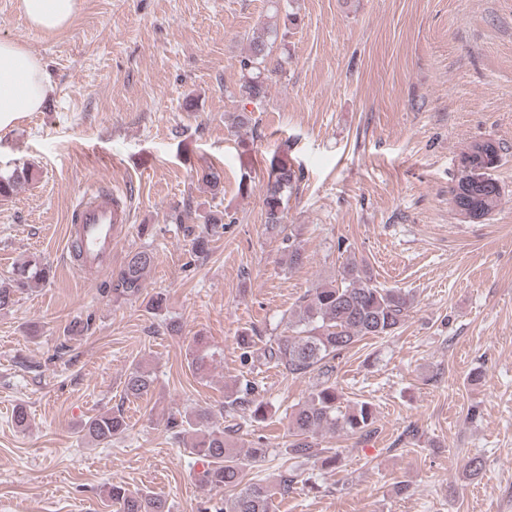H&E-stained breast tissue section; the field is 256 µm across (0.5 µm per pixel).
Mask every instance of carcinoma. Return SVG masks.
I'll list each match as a JSON object with an SVG mask.
<instances>
[{
    "label": "carcinoma",
    "instance_id": "cac0c4a2",
    "mask_svg": "<svg viewBox=\"0 0 512 512\" xmlns=\"http://www.w3.org/2000/svg\"><path fill=\"white\" fill-rule=\"evenodd\" d=\"M268 55L264 39L251 40L249 54L240 61V98L260 104L266 98L265 60ZM470 148L474 159L481 162L501 159L500 143L476 140ZM31 178L26 168L0 173V198H9L17 186ZM300 175L288 159L275 155L266 167L264 194L266 230L280 232L285 223L288 200ZM451 203L464 221L484 219L493 214L502 201V187L490 188L456 183L451 189ZM235 218L227 212L212 211L202 215L203 228L192 239L197 254L209 251L211 238L224 233V224ZM155 263L151 250L128 256L121 271L112 278V298L137 299L142 294L145 276ZM50 267L30 260L18 267L13 276L0 280V311L11 308L17 294L38 288L50 278ZM412 294L399 288H382L372 281L365 266L355 259L347 261L336 284L317 286L303 296L299 309L286 326L291 334L278 337L264 349V359L283 367L290 374L316 372L324 377L333 372L332 362L364 337L389 336L405 324L414 308ZM187 363L194 374L207 375L216 351L199 338L186 350ZM154 383L150 370L135 366L125 380L126 396L138 398ZM224 407L230 412L242 411L254 420L264 418L265 404L260 400L259 386L245 381L224 392ZM375 419L374 408L367 401L342 405V395L334 384L316 386L307 400L292 413L289 430L292 440L286 448L288 458L297 466L322 454L316 437L324 431L345 435H364ZM169 430L191 455L200 458L203 471L200 481L214 490H225L215 512H271L272 492L263 482H246L245 470L265 454L263 448L242 452L231 441V429L216 425L211 412L192 409L170 418ZM123 431V420L111 412L99 413L82 426L80 433L99 445H109ZM107 498L115 512H170L167 500L150 492H133L121 485H110Z\"/></svg>",
    "mask_w": 512,
    "mask_h": 512
}]
</instances>
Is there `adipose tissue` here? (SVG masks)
<instances>
[{"label":"adipose tissue","instance_id":"adipose-tissue-1","mask_svg":"<svg viewBox=\"0 0 512 512\" xmlns=\"http://www.w3.org/2000/svg\"><path fill=\"white\" fill-rule=\"evenodd\" d=\"M80 0H20L31 29L54 32L67 26ZM51 84L47 65L18 40L0 41V133L15 128L27 113L40 111Z\"/></svg>","mask_w":512,"mask_h":512}]
</instances>
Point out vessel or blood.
<instances>
[{"label": "vessel or blood", "mask_w": 512, "mask_h": 512, "mask_svg": "<svg viewBox=\"0 0 512 512\" xmlns=\"http://www.w3.org/2000/svg\"><path fill=\"white\" fill-rule=\"evenodd\" d=\"M126 221L125 201L99 186H91L73 202L67 239L69 245L80 248L76 266L83 274L97 276L109 269L112 242Z\"/></svg>", "instance_id": "b4317fda"}]
</instances>
